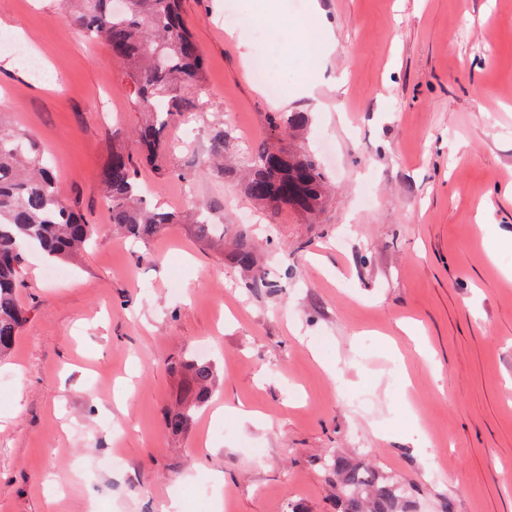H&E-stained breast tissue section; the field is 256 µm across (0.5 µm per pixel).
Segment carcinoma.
Segmentation results:
<instances>
[{"label":"carcinoma","instance_id":"obj_1","mask_svg":"<svg viewBox=\"0 0 512 512\" xmlns=\"http://www.w3.org/2000/svg\"><path fill=\"white\" fill-rule=\"evenodd\" d=\"M111 2L79 0L74 22L87 38L104 43L126 65L135 104L153 113L137 140L141 157L155 163L170 108L187 104L185 90L201 87L206 61L181 14L180 0H125L121 12L113 11ZM305 122L303 112H274L267 118L269 127L288 134ZM230 140L228 132H215L212 156L223 157ZM136 165L132 154L116 150L101 172V182L111 223L141 240L177 223V216L142 206ZM243 186L248 198L273 211L289 209L314 218L326 205L325 176L315 158L302 149H264L249 164ZM93 234L94 225L60 196L35 141L26 133L0 129V358L11 351L28 319V310L17 300L22 253L37 250L64 261L84 248ZM233 259L243 269L256 264L253 249L243 239ZM176 368L185 375L187 407L169 412L166 423L171 432L180 433L187 427L190 410L208 401L213 368L197 360L180 362ZM329 467L336 473L343 512H396L401 494L395 483L343 457L332 459Z\"/></svg>","mask_w":512,"mask_h":512}]
</instances>
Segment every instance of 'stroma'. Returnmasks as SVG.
Here are the masks:
<instances>
[{"instance_id":"35a3bbf8","label":"stroma","mask_w":512,"mask_h":512,"mask_svg":"<svg viewBox=\"0 0 512 512\" xmlns=\"http://www.w3.org/2000/svg\"><path fill=\"white\" fill-rule=\"evenodd\" d=\"M264 2L182 0L205 79L161 163L137 165L182 221L135 242L100 182L148 118L124 64L61 0H0V32L46 68L0 50V119L96 228L66 278L22 261L0 512H164L200 482L226 512H339L336 456L401 486V512H512V0H319L335 47L318 64L295 42L310 0H275L274 21ZM286 111L309 117L293 139L265 121ZM219 129L314 154L334 188L316 221L210 165ZM197 207L220 227L206 240ZM243 236L250 271L231 259ZM203 344L213 394L175 434L170 363Z\"/></svg>"}]
</instances>
